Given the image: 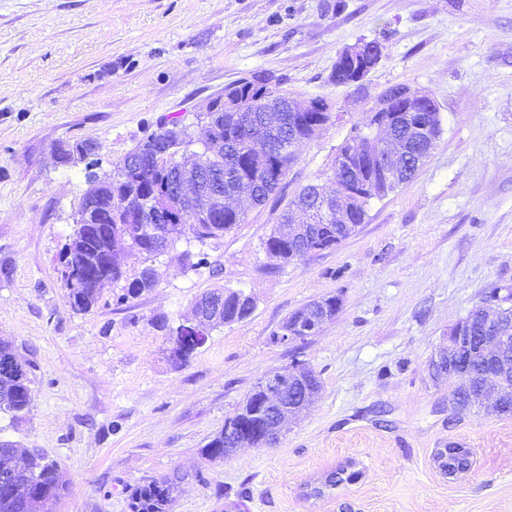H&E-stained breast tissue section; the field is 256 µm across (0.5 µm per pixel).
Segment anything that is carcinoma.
Returning <instances> with one entry per match:
<instances>
[{"mask_svg":"<svg viewBox=\"0 0 512 512\" xmlns=\"http://www.w3.org/2000/svg\"><path fill=\"white\" fill-rule=\"evenodd\" d=\"M377 66L372 59L361 56L348 58L341 54L334 66L331 81L338 86H348L358 76H366ZM408 87L394 85L385 89L380 100L388 103V115L392 117L390 125L383 128L386 136L395 137L406 142L412 154L409 163L400 170L398 184L411 181L419 168L430 156L435 140L441 133V118L431 102H426L423 111L407 115L401 111L405 102L403 92ZM322 106L319 112H300L298 104L287 94L271 85L270 79L256 75L243 78L224 87V100L215 101L213 106L225 108L224 124L219 140L204 143L200 155L203 162L191 161L187 169L189 180L198 182L200 170L221 167L227 175L243 172L250 184L243 191L244 197L254 206L265 204L275 194L288 176L296 155L297 146L312 137L310 125L313 122L327 123L332 119L330 105L323 98L316 100ZM273 112L281 119V125L292 126L293 141L282 146L280 133H268L260 137L241 129L235 116L259 117ZM362 131L355 130L338 149L336 158H343L341 167L352 165L355 173L351 180L345 175H333L337 188H346L359 195L354 209L350 213L349 223L361 224L365 220L366 207L370 200L381 198L387 191L372 185L377 175V160L372 158L375 145L361 137ZM162 136V131L150 134L140 141L112 171V178L99 179L94 173H88L87 192H94L98 197V210L95 223L99 231L85 233L76 228L74 233L82 238V252L85 262L83 266L92 271V278L85 287L72 290L67 282H62L66 289V298L70 306L77 312L86 313L97 304L102 289L112 283L124 279V270L118 258L117 247L125 243L130 251L139 256L151 257L153 253L147 246L150 240L149 225L138 224L132 218L127 207L131 198L139 195L157 194L168 197V186L172 170L159 164L148 172L135 173L129 170V161L135 156L147 157ZM170 210L174 222L169 224L168 242L180 238L185 230H190L200 241L220 236L244 222L245 213L241 210L229 209L221 203H213L212 215L206 220H195L193 214L198 208L197 196L170 198ZM310 240L319 246L334 248L342 242L336 236V225L322 224L313 221L309 225ZM154 287V281H148L138 275L124 285V293L118 301L125 302L137 298ZM211 296L223 298L221 324H231L248 318L254 308L249 303L239 301L245 296L241 289L231 291L215 289ZM17 356L12 346L0 344V411L4 410L16 418L29 409L31 388L27 365L15 372L3 367V363L15 360ZM498 377V373L485 366L481 358L475 356L461 369L459 380L454 390L460 397V405L466 410L477 406L476 394L481 383L488 376ZM258 395L250 391L236 410L240 421L258 426L262 419L253 415ZM209 461H222L224 456V431L217 432L201 450ZM66 486L61 482L58 465L47 460L41 454L15 444L0 441V512H54V508L63 497ZM177 486L165 481H152L134 489L131 495L132 512H171L174 493Z\"/></svg>","mask_w":512,"mask_h":512,"instance_id":"cac0c4a2","label":"carcinoma"}]
</instances>
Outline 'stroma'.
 Segmentation results:
<instances>
[{
  "label": "stroma",
  "instance_id": "1",
  "mask_svg": "<svg viewBox=\"0 0 512 512\" xmlns=\"http://www.w3.org/2000/svg\"><path fill=\"white\" fill-rule=\"evenodd\" d=\"M381 36L361 86L330 83L344 48ZM258 74L299 103L326 98L338 120L298 148L275 197L241 201L231 232L124 255L127 278L154 269L152 290L122 303L110 284L73 311L58 268L85 165L56 164L53 147L95 141L111 172L171 118L202 137L225 86ZM397 84L442 116L427 162L335 249L271 264L282 210L330 185L338 147ZM198 252L209 266L190 265ZM220 287L250 293L254 312L177 364L169 329ZM495 289L512 292V0H0V341L31 364L30 410L0 411V440L58 463L55 512H132L134 488L168 478L172 512H512V417L450 420L453 383L428 375L449 326ZM328 296L342 304L320 332L280 341L291 313ZM294 362L322 389L281 443L207 461L258 379ZM451 441L473 453L456 479L433 459ZM340 467L355 480L314 495Z\"/></svg>",
  "mask_w": 512,
  "mask_h": 512
}]
</instances>
